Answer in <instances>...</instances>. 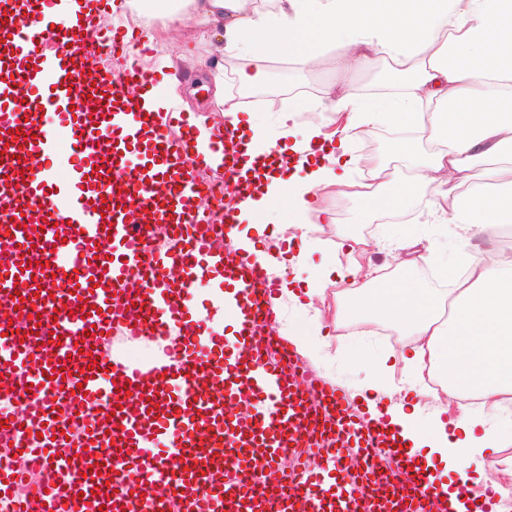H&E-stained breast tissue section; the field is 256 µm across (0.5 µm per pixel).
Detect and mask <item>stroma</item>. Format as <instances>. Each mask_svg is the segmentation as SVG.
<instances>
[{
	"instance_id": "stroma-1",
	"label": "stroma",
	"mask_w": 512,
	"mask_h": 512,
	"mask_svg": "<svg viewBox=\"0 0 512 512\" xmlns=\"http://www.w3.org/2000/svg\"><path fill=\"white\" fill-rule=\"evenodd\" d=\"M101 25L107 29L129 31L147 39L154 52L144 64L159 71L162 76H177L185 90V99L191 106H206L212 101L215 85L211 78L212 60H222L226 79L224 93L242 113L246 122L256 124L267 133H276L282 111L294 106L297 101L311 102L308 112L302 113L297 124L299 129L308 128L331 131L332 112L322 104L325 91L335 95L351 94L363 96L380 93L393 88L394 83L387 73L388 61L382 57L353 74H344L335 52H328L316 61L307 62L299 55L273 59L268 64L265 86L276 88L279 96L275 99L262 97L260 89L243 91L237 81L238 71L245 66L242 58L224 54V40L215 30L190 16L174 23L146 22L134 13L120 15L106 13ZM399 143L391 125L380 124L371 132L353 142L354 152L361 157L363 171L384 168L386 174H396L400 167ZM318 208L327 210L328 218L313 219L312 253L335 250L337 244L348 238H366L372 244L369 255L373 263L387 265L393 276L408 277L425 281L423 266L400 267L395 253L388 244L389 235L397 228L396 223L374 219L366 223L362 215L368 209L367 203L336 195H320ZM408 224L424 230L427 245L433 253L477 250L487 252L502 249L503 244L496 230L486 231L473 243L461 241L451 224L440 221L435 214V198L425 192L411 197L401 210ZM244 226L256 249L274 251L296 249L297 240L289 233H282L274 215L261 213L245 221ZM314 305L323 312L325 329L322 335L311 337V355L304 358L306 368L322 381L338 388L350 406H357L356 393L361 384L373 375L371 364L385 353L400 351L411 342L410 337L394 336L387 340L379 336L377 329L388 326L383 317L368 320L351 319L344 328L333 329L336 311V289L327 287L322 295L316 296ZM366 347L371 364L346 360L345 355L357 347Z\"/></svg>"
}]
</instances>
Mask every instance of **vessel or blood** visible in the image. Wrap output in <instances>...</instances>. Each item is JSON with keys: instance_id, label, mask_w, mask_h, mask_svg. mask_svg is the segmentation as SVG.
<instances>
[{"instance_id": "b4317fda", "label": "vessel or blood", "mask_w": 512, "mask_h": 512, "mask_svg": "<svg viewBox=\"0 0 512 512\" xmlns=\"http://www.w3.org/2000/svg\"><path fill=\"white\" fill-rule=\"evenodd\" d=\"M109 0H77L72 25L58 0H0V309L35 317L29 331L0 333V389L25 396L10 421L13 448L41 458L51 474L35 509L16 495L23 473L0 465V505L9 512H295L281 456L307 449L295 476L309 512H440L438 487L386 416L362 418L335 386L301 366L267 332L279 288L249 252L234 248L238 211L224 214V250L212 246L208 190L185 154L230 157L243 122L200 139L186 112H148L143 92L158 71L132 64L88 68L82 30ZM101 48L147 42L104 30ZM43 91L23 96L34 80ZM63 121L59 138L46 111ZM172 225L171 246L150 245L154 225ZM214 283L235 340L209 334L195 290ZM164 341L141 363L116 337ZM321 395L318 433L308 431L311 392ZM104 405L110 420L88 422L73 443L57 420L61 403ZM396 463L378 478L368 457Z\"/></svg>"}]
</instances>
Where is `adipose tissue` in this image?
<instances>
[{
  "label": "adipose tissue",
  "instance_id": "ef3b65f1",
  "mask_svg": "<svg viewBox=\"0 0 512 512\" xmlns=\"http://www.w3.org/2000/svg\"><path fill=\"white\" fill-rule=\"evenodd\" d=\"M123 6L146 9L153 20L202 15L223 30L226 55L248 59L237 73L245 87L261 84L268 62L294 47L309 60L339 49L357 65L383 56L412 74L394 93L328 98L329 110L345 118L336 133L311 129L303 142L287 145L291 123L309 108L304 101L282 113L277 136L253 131L254 154L291 151L299 160L290 178L265 175L259 192L235 201L242 214L278 212L301 230L316 197L331 188L391 210L429 190L462 240L512 224V111L489 107L491 93L512 97V0H153L148 8L143 0H124ZM380 121L428 129L438 145L426 162L403 145L402 177L385 196L359 175L348 150ZM366 252L358 239L347 256L327 252L317 264L305 247L288 262L268 252L258 259L277 275L292 265L336 283L337 325L379 311L412 336L410 350L398 355L404 379L373 378L360 393L372 410L380 398L393 397L389 421L420 466L432 471L441 460L460 482H469L485 452L500 445L499 432L487 428L479 408L512 419V254L458 253L467 275L453 278L450 287L431 288L365 265ZM426 370L443 377L455 419L423 415L409 400L414 377Z\"/></svg>",
  "mask_w": 512,
  "mask_h": 512
}]
</instances>
